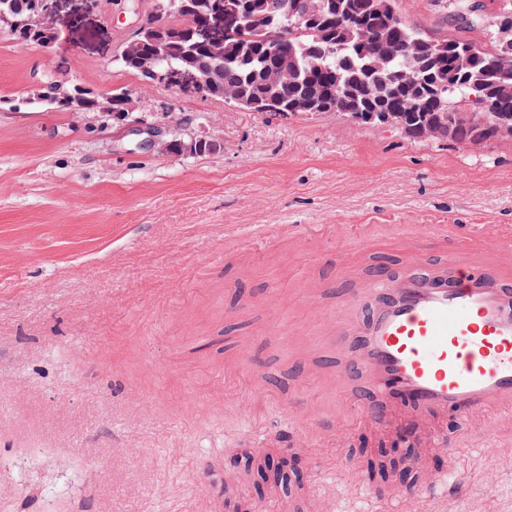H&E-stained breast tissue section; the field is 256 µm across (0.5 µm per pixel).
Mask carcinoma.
<instances>
[{"label": "carcinoma", "instance_id": "cac0c4a2", "mask_svg": "<svg viewBox=\"0 0 512 512\" xmlns=\"http://www.w3.org/2000/svg\"><path fill=\"white\" fill-rule=\"evenodd\" d=\"M374 0H224V41L197 39V26L207 21L200 0H176L162 26L144 32L134 48L124 44L112 66L144 77L143 65L160 70L193 69L208 86L206 95L236 104L238 99L270 100L278 115L292 114L300 98L321 100L331 111L367 124L370 111L384 109L391 125L413 140L424 139L432 127H448L456 112L481 111L471 95L487 91L495 114L512 118V96L498 98L497 88L512 83V72L496 65L501 50L498 24L512 19L506 6L492 13L470 0H447L448 21L455 34H433L408 24L390 0L395 14L375 11ZM0 15L16 23L13 40L39 51L46 20L36 0H0ZM383 37L388 49L374 53L372 39ZM280 59L291 61L288 83L270 85L265 72ZM85 114L107 105L112 119L128 112V92L108 94L84 90ZM454 137L472 144L491 140L490 128L457 122Z\"/></svg>", "mask_w": 512, "mask_h": 512}]
</instances>
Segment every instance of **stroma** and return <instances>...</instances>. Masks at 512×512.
Returning a JSON list of instances; mask_svg holds the SVG:
<instances>
[{"label": "stroma", "instance_id": "obj_1", "mask_svg": "<svg viewBox=\"0 0 512 512\" xmlns=\"http://www.w3.org/2000/svg\"><path fill=\"white\" fill-rule=\"evenodd\" d=\"M129 0H62L51 54L0 33V512H373L396 454L352 425V396L298 448L290 405L322 396L288 337L340 307V224H511L512 145L416 142L336 112L281 119L110 67ZM68 66L81 87L126 88L134 117L215 140V152L140 146L122 122L24 106L33 69ZM298 227L299 262L266 253L244 272L224 232ZM325 284L314 310L294 278ZM251 363L225 369L238 345ZM135 387L144 400L126 399ZM427 467L461 470L456 512H512V425L497 438L449 420ZM141 447L126 454L129 438ZM294 450L288 487H254L243 463ZM499 474L489 487L482 475ZM212 496L194 494L197 472Z\"/></svg>", "mask_w": 512, "mask_h": 512}]
</instances>
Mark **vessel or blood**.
Masks as SVG:
<instances>
[{
    "instance_id": "b4317fda",
    "label": "vessel or blood",
    "mask_w": 512,
    "mask_h": 512,
    "mask_svg": "<svg viewBox=\"0 0 512 512\" xmlns=\"http://www.w3.org/2000/svg\"><path fill=\"white\" fill-rule=\"evenodd\" d=\"M450 255L446 266L429 263L426 245ZM405 265L396 278L343 289L336 313L317 315L314 332L296 333L289 345L304 351L321 336L335 361L323 376L335 390L361 373L360 427L385 432L420 416L476 420L497 431L499 414L512 412V226L432 224L424 237L405 241ZM298 421L316 428L319 444L331 443L318 425L329 409L302 399ZM455 475L423 473L419 483L392 487L405 512H421L423 491H437L434 512H452Z\"/></svg>"
}]
</instances>
